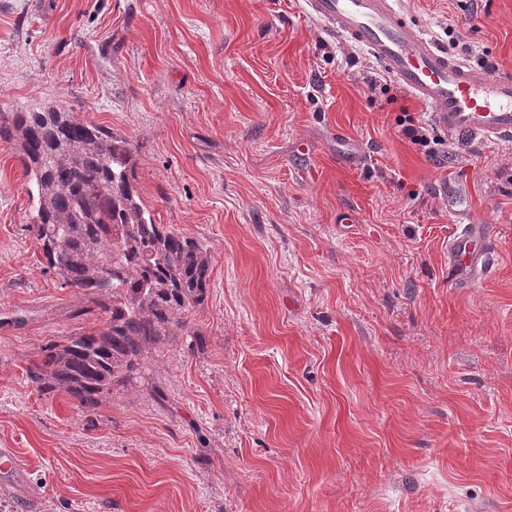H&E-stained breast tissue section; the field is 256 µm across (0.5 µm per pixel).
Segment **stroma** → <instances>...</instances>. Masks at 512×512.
<instances>
[{"label":"stroma","instance_id":"stroma-1","mask_svg":"<svg viewBox=\"0 0 512 512\" xmlns=\"http://www.w3.org/2000/svg\"><path fill=\"white\" fill-rule=\"evenodd\" d=\"M299 0H0V110L129 139L207 296L88 423L26 367L97 326L50 268L0 141V448L38 512H512V140L401 134L407 92ZM449 54L512 73V0H404ZM499 262L448 284L458 215ZM352 221L340 223L341 213ZM165 393L156 400L152 387Z\"/></svg>","mask_w":512,"mask_h":512}]
</instances>
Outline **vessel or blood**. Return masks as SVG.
<instances>
[{
  "mask_svg": "<svg viewBox=\"0 0 512 512\" xmlns=\"http://www.w3.org/2000/svg\"><path fill=\"white\" fill-rule=\"evenodd\" d=\"M303 13L330 37L362 49L406 92L429 109L439 132L487 141L512 138V74L495 73L448 55L410 25L401 0H301ZM498 261L494 225L459 223L448 235V283L467 288ZM12 449L0 448V490L27 481Z\"/></svg>",
  "mask_w": 512,
  "mask_h": 512,
  "instance_id": "b4317fda",
  "label": "vessel or blood"
}]
</instances>
